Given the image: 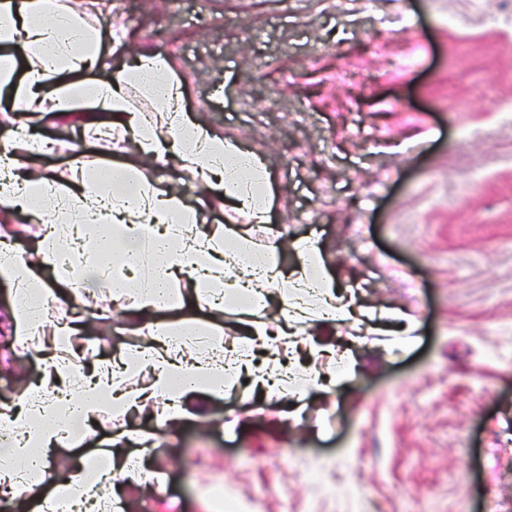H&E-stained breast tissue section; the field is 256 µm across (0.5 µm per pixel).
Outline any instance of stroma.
I'll use <instances>...</instances> for the list:
<instances>
[{
    "label": "stroma",
    "mask_w": 512,
    "mask_h": 512,
    "mask_svg": "<svg viewBox=\"0 0 512 512\" xmlns=\"http://www.w3.org/2000/svg\"><path fill=\"white\" fill-rule=\"evenodd\" d=\"M114 67L149 46L170 58L184 110L261 156L280 260L319 246L357 314L313 323L295 346L334 345L356 366L302 399L262 403L247 384L206 419L162 424L104 408L62 473L128 434L163 491L115 512H512V0H111ZM351 80L340 84L337 71ZM207 229L232 214L189 187ZM0 279V413L36 382L39 341L17 344ZM134 307L87 325L89 359L138 345Z\"/></svg>",
    "instance_id": "35a3bbf8"
}]
</instances>
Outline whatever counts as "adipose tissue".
<instances>
[{
	"label": "adipose tissue",
	"mask_w": 512,
	"mask_h": 512,
	"mask_svg": "<svg viewBox=\"0 0 512 512\" xmlns=\"http://www.w3.org/2000/svg\"><path fill=\"white\" fill-rule=\"evenodd\" d=\"M106 0H0V98L6 99L9 122L58 118L83 107L124 115L126 144L142 166L115 164L88 169L82 141L68 143L71 178L37 167L41 150L29 144L0 154V213L22 214L30 222L52 219L32 258L0 256V277L14 284L11 314L19 341L39 335L43 320L26 304L55 302L58 287L94 280L110 289L113 301L131 298L143 315L147 340L126 357L127 366L146 367L147 385L123 389L124 369L88 365L84 355L49 358L37 391L20 395L5 416L14 433L0 448V495L23 501L33 493L32 477L41 476L52 447L72 439V426L96 422L104 407L119 412L143 411L165 402L166 421L188 415L205 417L210 398L225 386L248 377L265 396L287 393L295 377L279 351L292 346L297 324L309 308L322 318L344 324L353 316L352 300L336 294L325 275L317 244L294 241L302 264L286 272L281 244L251 245L252 225L270 220L269 175L262 159L192 119L181 106L180 82L169 62L151 50L131 65L113 69L103 40L120 46L123 34L101 32L90 23ZM25 62L22 80H13L16 59ZM84 70L109 71L100 81L63 82L62 76ZM161 106L158 121L142 119L131 108L129 87ZM173 166L218 191L241 211L244 223L215 235L201 227L196 210L185 203L183 185L160 183L148 168ZM152 247L148 282L116 275V267L135 269L142 258L138 245ZM194 275L191 296L176 294L175 277ZM223 317L225 302H234L245 330L241 347L225 351L219 334L188 326L186 319L162 321L163 313L187 300ZM269 352V361L254 364L253 346ZM144 466L113 448L102 458L82 457L66 469L41 500V512H58L62 503L84 512H110L123 485L143 483Z\"/></svg>",
	"instance_id": "ef3b65f1"
}]
</instances>
